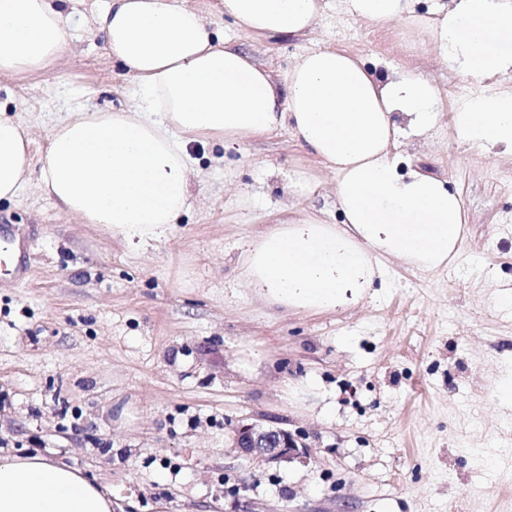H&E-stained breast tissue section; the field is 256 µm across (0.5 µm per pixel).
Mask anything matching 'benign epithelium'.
<instances>
[{"instance_id": "7a95c632", "label": "benign epithelium", "mask_w": 512, "mask_h": 512, "mask_svg": "<svg viewBox=\"0 0 512 512\" xmlns=\"http://www.w3.org/2000/svg\"><path fill=\"white\" fill-rule=\"evenodd\" d=\"M233 441L243 455L272 463L288 462L306 454L294 436L281 428L241 424L234 432Z\"/></svg>"}]
</instances>
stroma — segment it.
Wrapping results in <instances>:
<instances>
[{"label": "stroma", "instance_id": "35a3bbf8", "mask_svg": "<svg viewBox=\"0 0 512 512\" xmlns=\"http://www.w3.org/2000/svg\"><path fill=\"white\" fill-rule=\"evenodd\" d=\"M102 0H64L69 38L45 73L0 76V110L25 122L32 166L0 202V451L46 456L111 486L122 512H512V155L448 126L401 131V173L442 180L467 222L452 266L389 258L364 298L333 312L286 308L241 278L279 221L338 224L335 177L283 125L238 142L198 138L191 196L164 236L134 247L64 212L39 187L53 127L80 111H134L139 97L95 35ZM275 85L325 47L377 73L462 82L429 31L378 26L326 0L304 36L256 37L213 16ZM241 423L288 430L307 461L232 446Z\"/></svg>", "mask_w": 512, "mask_h": 512}]
</instances>
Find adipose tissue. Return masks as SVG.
<instances>
[{"mask_svg":"<svg viewBox=\"0 0 512 512\" xmlns=\"http://www.w3.org/2000/svg\"><path fill=\"white\" fill-rule=\"evenodd\" d=\"M352 17L380 26L414 22L410 0H343ZM214 12L256 36L304 35L320 0H219ZM442 62L475 82L512 74V0H450L427 22ZM107 53L138 86V112H76L57 125L41 184L70 214L138 243L169 231L184 209L192 138L258 136L283 123L336 176L340 225L314 218L262 235L242 277L253 294L285 307L336 309L362 297L382 257L423 269L451 262L462 241L460 197L440 179L400 174L390 157L409 117L421 133L440 92L407 72L380 76L348 52L308 51L284 89L228 45L206 13L184 0H108L94 16ZM67 46L58 0H0V74L42 72ZM459 139L512 154V92L484 93L454 115ZM20 119L0 113V200L16 197L31 165ZM0 512H114L110 488L41 456H0Z\"/></svg>","mask_w":512,"mask_h":512,"instance_id":"adipose-tissue-1","label":"adipose tissue"}]
</instances>
